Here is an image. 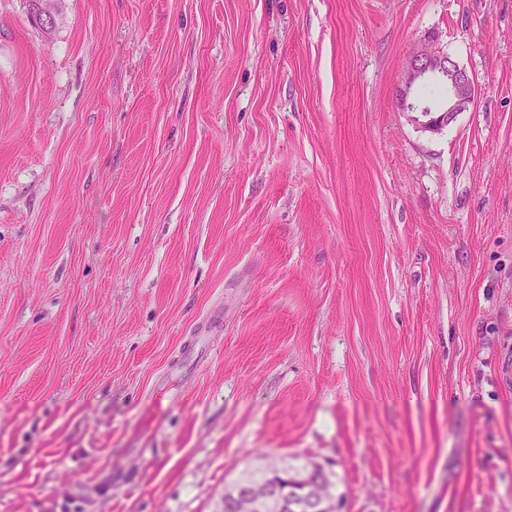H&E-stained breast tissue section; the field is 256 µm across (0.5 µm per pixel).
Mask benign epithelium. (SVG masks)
Masks as SVG:
<instances>
[{"label": "benign epithelium", "mask_w": 512, "mask_h": 512, "mask_svg": "<svg viewBox=\"0 0 512 512\" xmlns=\"http://www.w3.org/2000/svg\"><path fill=\"white\" fill-rule=\"evenodd\" d=\"M427 80L439 81L445 88V99L436 110L416 97V89ZM477 96L474 78L437 38L430 37L406 55L395 99L397 111L407 114L421 131L439 134L459 113L473 108ZM277 469L304 484L302 500L287 494L269 473L264 482L237 483L225 491L224 512H341L339 496L323 491L325 485L337 484V474L315 461L303 473L289 457L279 458Z\"/></svg>", "instance_id": "benign-epithelium-1"}]
</instances>
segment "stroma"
<instances>
[{
    "instance_id": "obj_1",
    "label": "stroma",
    "mask_w": 512,
    "mask_h": 512,
    "mask_svg": "<svg viewBox=\"0 0 512 512\" xmlns=\"http://www.w3.org/2000/svg\"><path fill=\"white\" fill-rule=\"evenodd\" d=\"M509 353L512 0H0V512H512ZM427 80L441 82L445 99L432 110L416 97V89ZM478 91L474 78L442 47L435 37L415 45L406 55L396 89V109L407 114L423 132L439 134L460 112L474 108ZM268 471V479L261 483H237L224 493L225 512H340L341 502L335 491L328 495L323 491L325 485L337 484V474L328 471L322 464L311 461L306 473L299 471L293 460L279 457L276 465L277 473L287 472L291 477L301 481L303 499L287 494L278 482L273 479L275 473L271 470L270 462L263 460L260 465ZM318 476L312 480L307 474Z\"/></svg>"
}]
</instances>
